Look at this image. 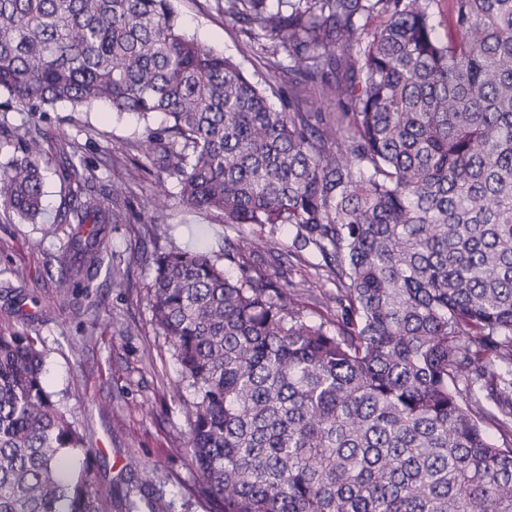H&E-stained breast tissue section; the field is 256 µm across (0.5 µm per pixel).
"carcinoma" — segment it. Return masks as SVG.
Returning <instances> with one entry per match:
<instances>
[{
    "label": "carcinoma",
    "instance_id": "carcinoma-1",
    "mask_svg": "<svg viewBox=\"0 0 512 512\" xmlns=\"http://www.w3.org/2000/svg\"><path fill=\"white\" fill-rule=\"evenodd\" d=\"M224 12L287 53L288 108L190 37L172 0H0L12 110L137 115L140 156L187 209L237 229L220 254L157 256L147 293L193 391V495L210 512H512V0ZM367 28L357 57L336 56ZM52 138H5L0 204L24 222L41 214ZM64 177L60 222L92 225L58 259L69 303L93 288L125 186L100 194L73 160ZM285 226L336 279V325L305 317L314 282L250 265L281 263ZM43 367L38 339L0 333V512H135L89 468Z\"/></svg>",
    "mask_w": 512,
    "mask_h": 512
}]
</instances>
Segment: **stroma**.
I'll return each mask as SVG.
<instances>
[{
    "label": "stroma",
    "instance_id": "stroma-1",
    "mask_svg": "<svg viewBox=\"0 0 512 512\" xmlns=\"http://www.w3.org/2000/svg\"><path fill=\"white\" fill-rule=\"evenodd\" d=\"M183 29L200 43L239 63L245 74L265 88L275 108L288 104L296 76L285 54L258 51L250 38L257 26L225 15L216 0H173ZM32 132H51L43 159L45 194L37 223H21L0 209V330L36 336L44 351L47 388L63 398L95 450L93 470L106 484L140 499L161 495L172 512H206L191 492L194 473L184 447L188 429L180 402V366L171 340L151 320L146 287L151 257L174 248L221 252L224 226L217 218L187 211L174 180L143 172L121 198L124 223L109 235L107 267L119 268L122 283L113 285L106 271L94 281L96 298L82 302L74 317L61 301L47 266L66 249L71 225L59 212L70 187L61 176L66 155L76 154L96 168L104 182L126 183L145 125L132 113L112 114L99 108L73 112L61 106L52 112H0V124ZM122 144L119 152L109 151ZM168 225L166 235L153 237L150 227ZM25 272L16 279L15 269ZM36 295L37 307H12L5 288Z\"/></svg>",
    "mask_w": 512,
    "mask_h": 512
}]
</instances>
